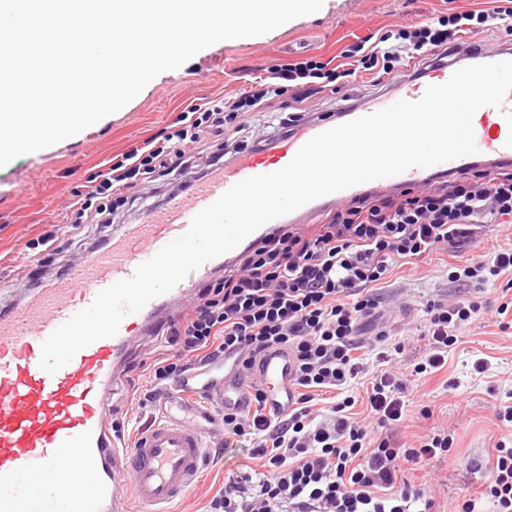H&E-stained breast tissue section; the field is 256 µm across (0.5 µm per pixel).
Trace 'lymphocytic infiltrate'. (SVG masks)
Instances as JSON below:
<instances>
[{
    "instance_id": "f902f5d3",
    "label": "lymphocytic infiltrate",
    "mask_w": 512,
    "mask_h": 512,
    "mask_svg": "<svg viewBox=\"0 0 512 512\" xmlns=\"http://www.w3.org/2000/svg\"><path fill=\"white\" fill-rule=\"evenodd\" d=\"M489 11L455 12L426 17L362 41L344 52L350 65L331 68L314 57L276 64L268 83H258L235 98H217L181 112L179 127L161 132L111 159L106 176L78 201L72 221L90 214L111 215L124 203V190L159 178L184 179L203 152H210L205 178L218 169L233 133L247 130L252 115L263 111L268 94L291 95L307 105L324 92L344 93L346 102L355 74L395 77L420 74L433 61L466 51L469 33L500 32L512 36V0H495ZM512 224V173L470 168L452 179L391 194L366 193L337 204L316 234L292 228L263 238L245 249L223 276L205 287L199 300L171 331L183 353H197L211 364L231 357L237 377H250L258 357L271 349L285 351L297 386L284 414H269L267 391L253 383L247 406L225 412L224 445L249 446L261 461L229 478L210 502L209 512H434L424 488L402 482L405 471L447 457L454 438L445 430L425 435L418 444H396L391 432L405 421L402 394L406 383L394 358L405 344L388 331L361 336L363 321L377 315L380 298L372 287L386 279L393 264L455 249L475 239L484 227ZM512 271V248L485 261L456 266L451 281L482 285ZM484 312L480 301L461 297L427 303L423 335L427 352L414 374L440 369L459 332ZM368 349L374 363L358 357ZM366 382L367 419L354 417L353 397L315 417L318 394L341 390L352 381ZM490 477L479 498L459 502L452 512H478V499L492 512H512V445L499 440L489 466Z\"/></svg>"
}]
</instances>
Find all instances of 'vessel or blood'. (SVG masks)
Listing matches in <instances>:
<instances>
[{
    "label": "vessel or blood",
    "instance_id": "1",
    "mask_svg": "<svg viewBox=\"0 0 512 512\" xmlns=\"http://www.w3.org/2000/svg\"><path fill=\"white\" fill-rule=\"evenodd\" d=\"M459 67V60H448L420 79L399 84L395 93L344 106L337 116L306 121L271 150L241 154L197 182L186 197L148 210L105 248L83 256L54 287L34 290L8 311L0 310V512H127L131 499L139 512H171L204 469L201 431L167 413L135 447L123 448L107 425L109 401L134 343L153 336L161 324L199 297L202 286L235 259V252L204 263L170 292L127 315L115 336L83 348L52 375L39 366L43 342L88 307L101 290L131 278L139 265L182 235L199 211L237 182L280 170L300 147L325 130L402 99H419L427 86L446 82ZM502 112L481 108L473 123L476 154L412 168L313 200L260 227L246 238V245L367 191L423 187L481 163L512 168V148L506 145L512 128ZM255 373L269 391L272 408L287 412L293 401L287 355L268 352L257 362ZM165 401L190 411L202 402L229 408L242 404L244 394L239 383L204 367L175 382Z\"/></svg>",
    "mask_w": 512,
    "mask_h": 512
}]
</instances>
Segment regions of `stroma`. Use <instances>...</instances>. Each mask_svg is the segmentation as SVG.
<instances>
[{
    "instance_id": "obj_1",
    "label": "stroma",
    "mask_w": 512,
    "mask_h": 512,
    "mask_svg": "<svg viewBox=\"0 0 512 512\" xmlns=\"http://www.w3.org/2000/svg\"><path fill=\"white\" fill-rule=\"evenodd\" d=\"M493 6V0H325L318 12L247 42L203 49L179 69L158 75L120 111L38 154L0 167V307L9 308L29 293L32 267H40L45 281H54L83 255L86 244L119 235L169 193V186L158 180L144 199L114 214L111 223L69 221L77 190L98 183L112 157L172 125L190 105L237 96L275 63L309 55L336 66L348 45L370 34L425 15ZM204 69L210 73L208 81L192 82V75ZM465 292L461 283L449 281L448 257L440 253L394 265L379 295L387 300L410 295L423 305L440 295ZM175 353L165 337H152L136 350V363L118 383L111 419L127 422L131 436L148 431L159 419L157 406L136 405L139 395L154 386L146 365ZM480 358L491 362V371L474 370ZM406 401L408 441L443 427L455 429L448 457L410 472L411 483L426 488L437 512L478 495L503 434L496 412L512 404V309L485 315L463 330L442 368L411 377ZM426 406L432 411L427 418L421 414ZM205 443V468L189 494L174 504V512H206L225 479L249 461L247 449L225 447L223 432L207 433Z\"/></svg>"
}]
</instances>
